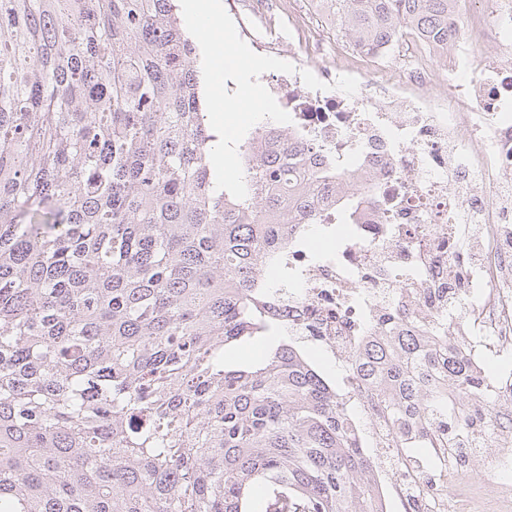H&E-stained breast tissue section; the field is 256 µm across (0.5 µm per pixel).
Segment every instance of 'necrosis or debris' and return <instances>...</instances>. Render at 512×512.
Wrapping results in <instances>:
<instances>
[{
  "label": "necrosis or debris",
  "instance_id": "4bbe7bcc",
  "mask_svg": "<svg viewBox=\"0 0 512 512\" xmlns=\"http://www.w3.org/2000/svg\"><path fill=\"white\" fill-rule=\"evenodd\" d=\"M483 16L454 31L440 49L409 32L373 51L330 33L316 0H288V33L332 66L297 59L276 76L259 74L287 121L289 142L307 146L322 186L348 184L319 211L314 249L301 226L288 236L292 274L276 307L291 335L311 341L348 373L353 406L368 419L384 512H446L445 491L473 489L447 451L404 447L376 390L353 374L354 354L373 333L396 335L382 316L404 312L405 324L429 330L437 313L422 291L438 279L468 288L466 317L451 334L480 367L512 357V0H485ZM495 42L498 56L484 58ZM450 75L446 97L429 91L425 57ZM397 67L378 97L346 85L389 61Z\"/></svg>",
  "mask_w": 512,
  "mask_h": 512
}]
</instances>
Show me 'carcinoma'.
Masks as SVG:
<instances>
[{"label": "carcinoma", "mask_w": 512, "mask_h": 512, "mask_svg": "<svg viewBox=\"0 0 512 512\" xmlns=\"http://www.w3.org/2000/svg\"><path fill=\"white\" fill-rule=\"evenodd\" d=\"M320 2L362 50L460 19ZM199 86L176 0H0V512H380L346 394L261 280L318 175L287 146L225 184ZM354 362L401 436L469 466L494 375L448 329Z\"/></svg>", "instance_id": "1"}]
</instances>
